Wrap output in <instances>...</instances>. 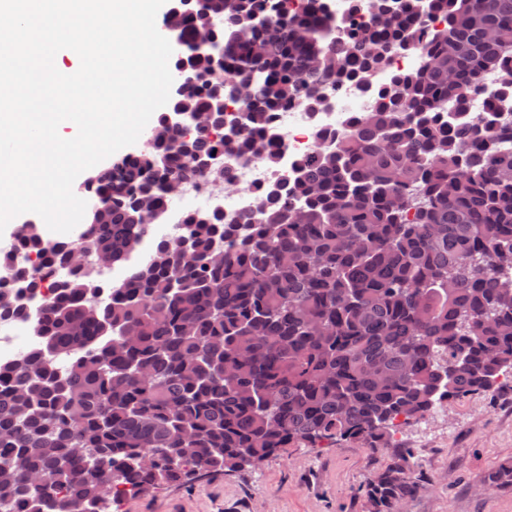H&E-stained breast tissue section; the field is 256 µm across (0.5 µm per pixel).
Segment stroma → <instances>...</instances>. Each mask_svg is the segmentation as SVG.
Here are the masks:
<instances>
[{
	"label": "stroma",
	"instance_id": "1",
	"mask_svg": "<svg viewBox=\"0 0 512 512\" xmlns=\"http://www.w3.org/2000/svg\"><path fill=\"white\" fill-rule=\"evenodd\" d=\"M400 454L419 483L400 512H512V488L479 489L485 472L512 458V388L436 408L389 448H290L255 467L125 498L112 512H370L367 482Z\"/></svg>",
	"mask_w": 512,
	"mask_h": 512
}]
</instances>
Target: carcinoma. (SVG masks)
Wrapping results in <instances>:
<instances>
[{
	"mask_svg": "<svg viewBox=\"0 0 512 512\" xmlns=\"http://www.w3.org/2000/svg\"><path fill=\"white\" fill-rule=\"evenodd\" d=\"M283 2L197 0L175 23L170 108L213 119L160 118L145 151L86 184L102 218L83 237L122 283L35 224L0 256V323L33 336L0 359V512H111L296 444L390 448L400 426L512 383V0H369L372 25L338 29L331 0ZM397 52L418 67L373 84ZM351 86L371 109L330 143L314 128L317 148L251 209L190 213L160 238L136 220L166 207L172 175L224 179L205 166L217 154L278 165L275 113ZM481 484L512 488V460ZM417 489L398 455L365 495L398 512ZM74 259L78 264L91 266L98 272H103L112 268L111 258L101 252L88 249L84 244L80 245L74 252ZM107 276L111 281L120 280L125 276V270L120 266H115Z\"/></svg>",
	"mask_w": 512,
	"mask_h": 512,
	"instance_id": "cac0c4a2",
	"label": "carcinoma"
}]
</instances>
